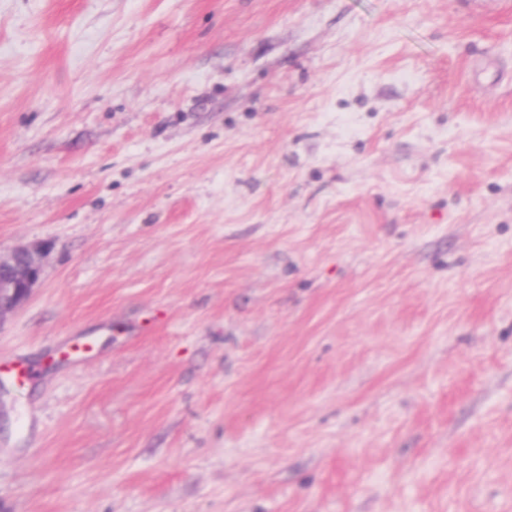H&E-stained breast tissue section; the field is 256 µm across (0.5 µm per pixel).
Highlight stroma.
<instances>
[{
    "label": "stroma",
    "instance_id": "35a3bbf8",
    "mask_svg": "<svg viewBox=\"0 0 512 512\" xmlns=\"http://www.w3.org/2000/svg\"><path fill=\"white\" fill-rule=\"evenodd\" d=\"M20 245L0 512H512V0H0ZM41 276L39 246H20L5 256L0 253V320L28 300Z\"/></svg>",
    "mask_w": 512,
    "mask_h": 512
}]
</instances>
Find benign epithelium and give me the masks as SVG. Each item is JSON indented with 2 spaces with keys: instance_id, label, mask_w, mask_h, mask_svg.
<instances>
[{
  "instance_id": "obj_1",
  "label": "benign epithelium",
  "mask_w": 512,
  "mask_h": 512,
  "mask_svg": "<svg viewBox=\"0 0 512 512\" xmlns=\"http://www.w3.org/2000/svg\"><path fill=\"white\" fill-rule=\"evenodd\" d=\"M42 276V250L20 246L0 255V318L25 303Z\"/></svg>"
}]
</instances>
